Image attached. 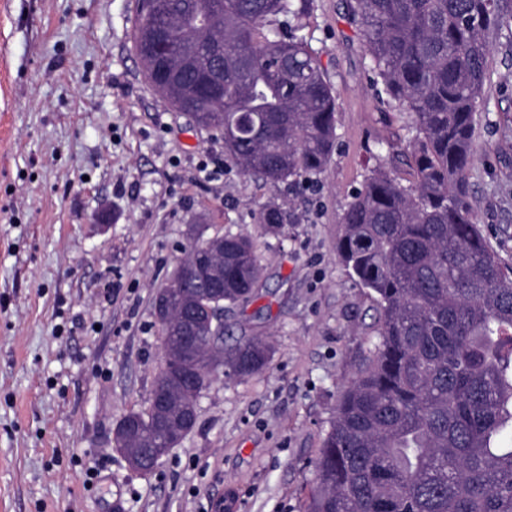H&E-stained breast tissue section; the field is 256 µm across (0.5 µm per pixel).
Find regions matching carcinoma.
<instances>
[{"mask_svg":"<svg viewBox=\"0 0 512 512\" xmlns=\"http://www.w3.org/2000/svg\"><path fill=\"white\" fill-rule=\"evenodd\" d=\"M166 15L137 11L134 47L157 72L162 100L178 83L193 90L213 51L224 82L200 121L192 102L169 105L224 137L245 175L271 188L310 181L336 148L337 100L299 35L306 0H165ZM369 66L384 102L411 113L410 179L379 168L352 196L336 250L377 304L379 341L342 392L315 464L306 512H512V272L473 219L467 173L474 116L488 76L487 32L502 26V0H354ZM257 223L275 233L296 217L271 197ZM187 225V244L166 288L192 284L181 271L204 252L224 266V293L251 297L263 267L247 235H206ZM183 324L176 307L166 334ZM209 338L177 355L164 384L173 410L194 406ZM270 347L260 336L224 349V376L262 371ZM123 455L178 444L154 398L123 417Z\"/></svg>","mask_w":512,"mask_h":512,"instance_id":"cac0c4a2","label":"carcinoma"}]
</instances>
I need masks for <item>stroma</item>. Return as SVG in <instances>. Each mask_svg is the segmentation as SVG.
Masks as SVG:
<instances>
[{
  "instance_id": "stroma-1",
  "label": "stroma",
  "mask_w": 512,
  "mask_h": 512,
  "mask_svg": "<svg viewBox=\"0 0 512 512\" xmlns=\"http://www.w3.org/2000/svg\"><path fill=\"white\" fill-rule=\"evenodd\" d=\"M350 3L309 0L302 19L336 92L332 160L273 191L153 90L133 48L137 0H0V512H211L229 488L237 512H305L379 328L338 260L341 216L374 167L409 173L410 117L378 97ZM487 38L471 204L512 267V37ZM272 195L298 218L276 236L255 218ZM195 217L254 240L264 274L225 310L224 343L266 337L270 359L203 390L195 428L142 476L113 431L148 405L152 299Z\"/></svg>"
}]
</instances>
